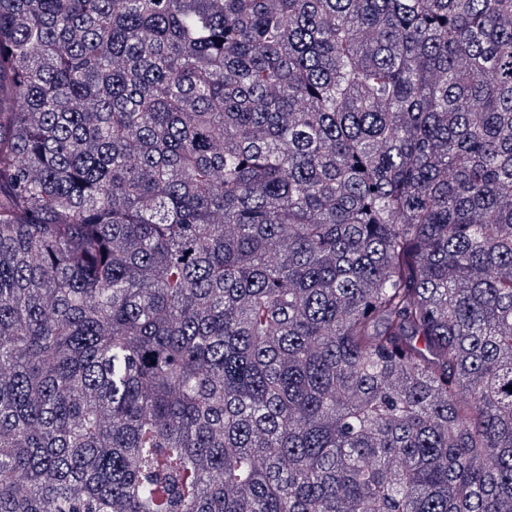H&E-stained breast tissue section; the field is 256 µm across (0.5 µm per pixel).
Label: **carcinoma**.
Returning a JSON list of instances; mask_svg holds the SVG:
<instances>
[{"label": "carcinoma", "mask_w": 512, "mask_h": 512, "mask_svg": "<svg viewBox=\"0 0 512 512\" xmlns=\"http://www.w3.org/2000/svg\"><path fill=\"white\" fill-rule=\"evenodd\" d=\"M512 0H0V512H512Z\"/></svg>", "instance_id": "cac0c4a2"}]
</instances>
